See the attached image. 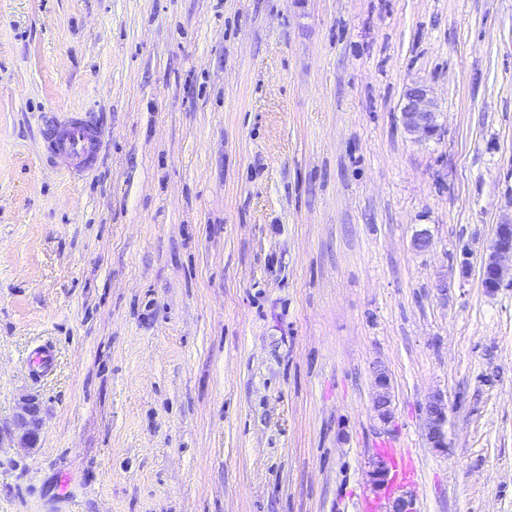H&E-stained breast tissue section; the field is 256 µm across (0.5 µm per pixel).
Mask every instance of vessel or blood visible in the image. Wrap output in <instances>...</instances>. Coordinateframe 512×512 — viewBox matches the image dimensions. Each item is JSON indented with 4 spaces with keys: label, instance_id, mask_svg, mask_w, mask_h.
<instances>
[{
    "label": "vessel or blood",
    "instance_id": "b4317fda",
    "mask_svg": "<svg viewBox=\"0 0 512 512\" xmlns=\"http://www.w3.org/2000/svg\"><path fill=\"white\" fill-rule=\"evenodd\" d=\"M96 131L92 116L86 113L70 116L63 122H49L44 132L46 152L51 159L61 161L67 171H89Z\"/></svg>",
    "mask_w": 512,
    "mask_h": 512
}]
</instances>
